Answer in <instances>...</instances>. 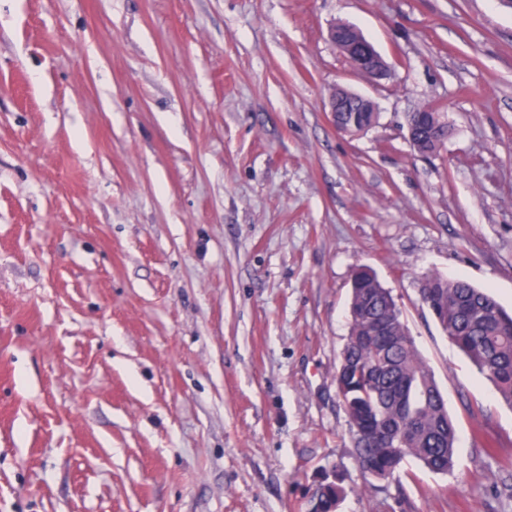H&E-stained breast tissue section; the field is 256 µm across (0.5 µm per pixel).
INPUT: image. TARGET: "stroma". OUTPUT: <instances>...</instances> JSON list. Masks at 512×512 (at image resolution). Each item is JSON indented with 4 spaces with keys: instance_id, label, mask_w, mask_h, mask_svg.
I'll list each match as a JSON object with an SVG mask.
<instances>
[{
    "instance_id": "1",
    "label": "stroma",
    "mask_w": 512,
    "mask_h": 512,
    "mask_svg": "<svg viewBox=\"0 0 512 512\" xmlns=\"http://www.w3.org/2000/svg\"><path fill=\"white\" fill-rule=\"evenodd\" d=\"M339 88L372 129H336ZM427 103L452 131L424 156ZM361 267L457 422L451 473L355 461ZM431 273L512 310L499 0H0V512H309L328 475L339 512H512V407L422 303ZM328 37L353 70L371 79H381L386 75L388 66L385 60L357 27L338 23L329 28ZM340 90L343 92L342 99L336 98V101H331L330 104V112L334 125L356 132L363 128L364 121L368 126L372 125L373 127L377 120V113L375 115L371 114V112H376L374 102L367 97L349 90L343 88H340ZM340 112H344L345 114L348 112L352 113L351 118L346 125H343L339 119L341 114ZM359 112H368L367 114H364V120L358 114ZM369 129L365 130V132Z\"/></svg>"
}]
</instances>
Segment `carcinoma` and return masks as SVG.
Segmentation results:
<instances>
[{"label":"carcinoma","instance_id":"obj_1","mask_svg":"<svg viewBox=\"0 0 512 512\" xmlns=\"http://www.w3.org/2000/svg\"><path fill=\"white\" fill-rule=\"evenodd\" d=\"M438 113L431 148L448 139ZM423 304L436 312L443 333L477 372L512 405V314L491 293L464 279L427 276ZM340 362L342 404L363 435L353 437L359 467L375 478L392 476L409 459L434 473L454 464L456 425L426 362L419 356L391 291L370 270L354 273L349 336ZM345 494L339 483L322 481L312 512H337Z\"/></svg>","mask_w":512,"mask_h":512}]
</instances>
